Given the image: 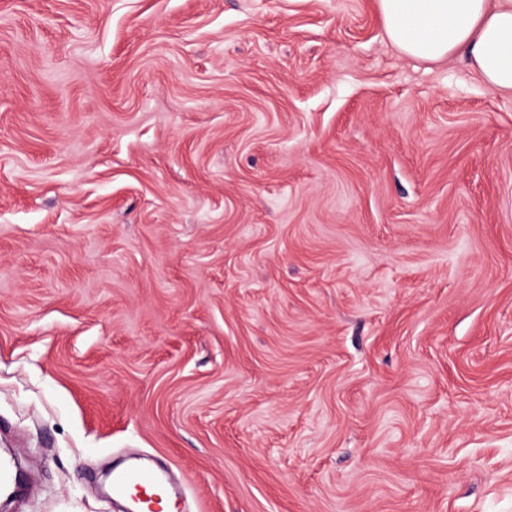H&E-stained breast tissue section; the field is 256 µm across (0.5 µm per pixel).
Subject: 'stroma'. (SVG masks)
<instances>
[{
	"label": "stroma",
	"mask_w": 512,
	"mask_h": 512,
	"mask_svg": "<svg viewBox=\"0 0 512 512\" xmlns=\"http://www.w3.org/2000/svg\"><path fill=\"white\" fill-rule=\"evenodd\" d=\"M12 512H512V96L376 0H0ZM163 483L164 475L155 470L137 467H115L112 470V494L119 497L130 496L136 505L150 503L156 493L148 495L147 489L160 488ZM131 488L141 491L147 497L134 498L129 494Z\"/></svg>",
	"instance_id": "stroma-1"
}]
</instances>
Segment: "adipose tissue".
Masks as SVG:
<instances>
[{"instance_id": "ef3b65f1", "label": "adipose tissue", "mask_w": 512, "mask_h": 512, "mask_svg": "<svg viewBox=\"0 0 512 512\" xmlns=\"http://www.w3.org/2000/svg\"><path fill=\"white\" fill-rule=\"evenodd\" d=\"M377 8L401 54L437 63L464 53L487 87L512 95V0H377Z\"/></svg>"}]
</instances>
